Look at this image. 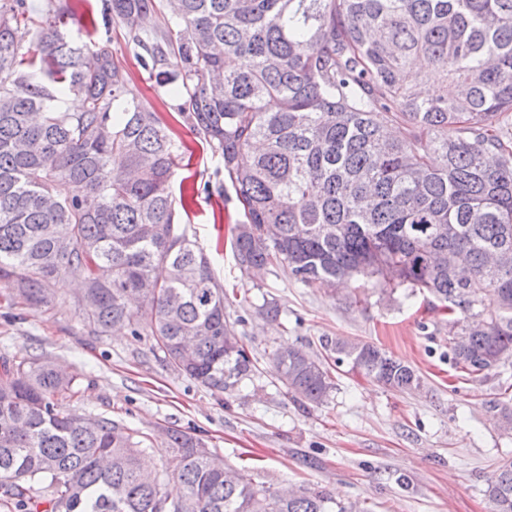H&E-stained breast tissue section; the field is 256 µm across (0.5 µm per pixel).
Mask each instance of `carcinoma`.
Wrapping results in <instances>:
<instances>
[{
    "label": "carcinoma",
    "instance_id": "carcinoma-1",
    "mask_svg": "<svg viewBox=\"0 0 512 512\" xmlns=\"http://www.w3.org/2000/svg\"><path fill=\"white\" fill-rule=\"evenodd\" d=\"M161 2L102 0L100 14L128 26L158 83H178L173 109L220 154L242 216L236 265L280 263L333 289L358 275L417 288L453 316L454 367L512 364V0H173L157 37L147 24ZM68 24L0 0V283L36 304L83 267L97 334L145 327L152 350L221 395L252 362L211 258L179 223L181 142L126 97L111 51L70 39ZM419 56L444 83L434 96L420 92ZM73 95L78 112L63 107ZM324 347L384 386L420 385L371 343ZM272 361L296 397L327 399L330 372L304 346ZM79 393L48 362L3 363L4 512H349L322 492L260 487L176 428L164 482L141 466L153 439L65 409ZM489 410L512 430L511 396ZM486 493L512 512V457Z\"/></svg>",
    "mask_w": 512,
    "mask_h": 512
}]
</instances>
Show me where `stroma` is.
Instances as JSON below:
<instances>
[{"label": "stroma", "instance_id": "1", "mask_svg": "<svg viewBox=\"0 0 512 512\" xmlns=\"http://www.w3.org/2000/svg\"><path fill=\"white\" fill-rule=\"evenodd\" d=\"M49 19L50 5L68 11V34L104 44L129 93L146 101L181 140L185 166L174 189L188 209L189 238L214 255L225 314L253 371L215 395L151 353L152 339L129 331L94 335L65 271L46 303L13 300L0 287V359L40 358L78 378L70 409L122 421L156 437L144 459L162 473L169 456L164 428L194 431L225 461L247 469L256 484L278 490L309 487L360 512H492L485 494L497 463L512 455V432L494 424L488 401L512 384V366L475 377L448 360V312L429 294L401 286L381 290L358 276L334 291L306 286L285 267L241 271L230 231L241 215L221 158L175 113L165 87L141 68L119 20L90 26L88 0H27ZM275 303L277 319L262 312ZM343 336L370 342L414 368L419 388L399 391L333 363L322 341ZM297 343L331 366L333 387L321 404L299 400L278 380L271 352Z\"/></svg>", "mask_w": 512, "mask_h": 512}]
</instances>
